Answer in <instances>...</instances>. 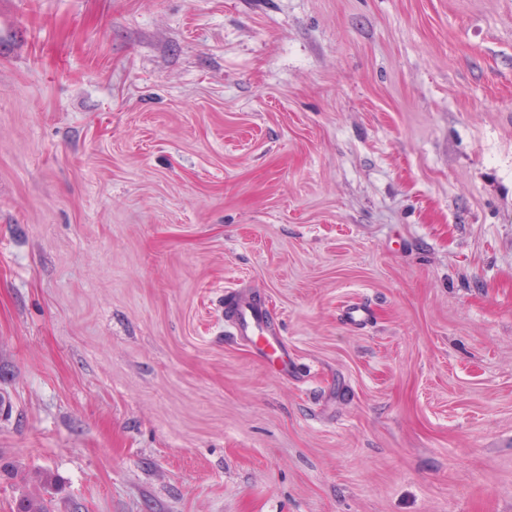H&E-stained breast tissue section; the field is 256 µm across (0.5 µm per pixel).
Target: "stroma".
I'll return each instance as SVG.
<instances>
[{
  "mask_svg": "<svg viewBox=\"0 0 512 512\" xmlns=\"http://www.w3.org/2000/svg\"><path fill=\"white\" fill-rule=\"evenodd\" d=\"M33 493L512 512V0H0V512ZM231 328L235 336L246 337L258 356L270 366L275 365L273 356L278 352L282 353V348L277 331L264 308L245 302L239 303L234 310Z\"/></svg>",
  "mask_w": 512,
  "mask_h": 512,
  "instance_id": "1",
  "label": "stroma"
}]
</instances>
